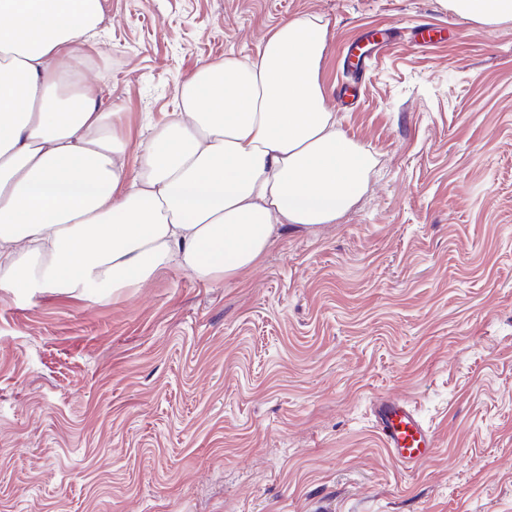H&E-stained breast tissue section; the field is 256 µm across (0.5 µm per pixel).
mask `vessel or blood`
Returning <instances> with one entry per match:
<instances>
[{"mask_svg": "<svg viewBox=\"0 0 512 512\" xmlns=\"http://www.w3.org/2000/svg\"><path fill=\"white\" fill-rule=\"evenodd\" d=\"M372 416L392 460L403 468H414L434 455L435 434L409 402L377 400L372 406Z\"/></svg>", "mask_w": 512, "mask_h": 512, "instance_id": "1", "label": "vessel or blood"}]
</instances>
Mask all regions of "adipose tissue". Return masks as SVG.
<instances>
[{
    "instance_id": "1",
    "label": "adipose tissue",
    "mask_w": 512,
    "mask_h": 512,
    "mask_svg": "<svg viewBox=\"0 0 512 512\" xmlns=\"http://www.w3.org/2000/svg\"><path fill=\"white\" fill-rule=\"evenodd\" d=\"M448 6L512 19V0ZM100 17V0H0L1 287L118 292L174 264L219 280L281 229L336 223L366 192L375 159L325 105L320 20L278 24L253 59L200 66L131 178L116 113L71 62Z\"/></svg>"
}]
</instances>
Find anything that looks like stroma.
Listing matches in <instances>:
<instances>
[{"label": "stroma", "instance_id": "stroma-1", "mask_svg": "<svg viewBox=\"0 0 512 512\" xmlns=\"http://www.w3.org/2000/svg\"><path fill=\"white\" fill-rule=\"evenodd\" d=\"M299 16L327 29L338 130L376 158L366 193L220 281L174 265L106 300L0 288V512H512V20L445 0H101L82 69L133 156L201 65ZM392 27L341 103L349 48ZM379 398L436 434L414 471L373 428Z\"/></svg>", "mask_w": 512, "mask_h": 512}]
</instances>
